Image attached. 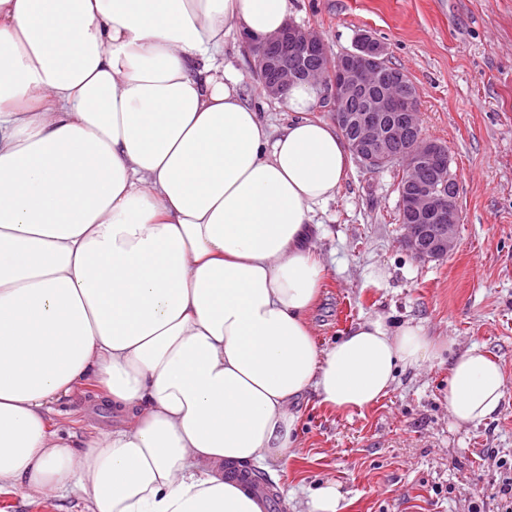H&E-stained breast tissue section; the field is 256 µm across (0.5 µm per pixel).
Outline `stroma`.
<instances>
[{"label":"stroma","mask_w":512,"mask_h":512,"mask_svg":"<svg viewBox=\"0 0 512 512\" xmlns=\"http://www.w3.org/2000/svg\"><path fill=\"white\" fill-rule=\"evenodd\" d=\"M289 17L320 29L332 52L352 50L359 31L387 45L389 65L408 73L424 134L444 144L456 175L460 238L447 258L423 261L401 243L399 175L353 163L319 220L313 243L327 273L308 315L320 347L382 312L411 320L452 350L483 346L501 365L504 403L494 420L459 426L448 414V368L400 371L388 395L364 410L336 411L306 396L297 446L260 471L291 512L328 482L342 512H498L512 464V0H289ZM224 66L264 121L287 108L268 98L238 31L224 40ZM53 422L75 438L119 420L94 384L60 402ZM0 512H86L78 496L0 491Z\"/></svg>","instance_id":"stroma-1"}]
</instances>
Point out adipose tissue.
Returning a JSON list of instances; mask_svg holds the SVG:
<instances>
[{
	"label": "adipose tissue",
	"instance_id": "obj_1",
	"mask_svg": "<svg viewBox=\"0 0 512 512\" xmlns=\"http://www.w3.org/2000/svg\"><path fill=\"white\" fill-rule=\"evenodd\" d=\"M288 0H0V489L90 512H263L241 480L287 458L307 394L340 412L444 360L377 313L320 347L315 219L351 166L303 83L271 131L224 68ZM448 412L491 419L485 348L448 361ZM95 384L121 418L80 442L56 406Z\"/></svg>",
	"mask_w": 512,
	"mask_h": 512
}]
</instances>
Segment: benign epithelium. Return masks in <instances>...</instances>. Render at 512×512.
I'll return each mask as SVG.
<instances>
[{
  "label": "benign epithelium",
  "mask_w": 512,
  "mask_h": 512,
  "mask_svg": "<svg viewBox=\"0 0 512 512\" xmlns=\"http://www.w3.org/2000/svg\"><path fill=\"white\" fill-rule=\"evenodd\" d=\"M249 43L256 74L266 95L279 102L291 86L306 82L337 123L352 132L349 148L368 168L389 164L400 170L399 212L402 245L420 260H440L458 243L461 211L445 147L424 135L416 112V87L399 71L378 94L366 87L382 77L387 46L368 31L354 49L331 56L321 30L288 21L264 40ZM335 59V65L327 61Z\"/></svg>",
  "instance_id": "1"
}]
</instances>
